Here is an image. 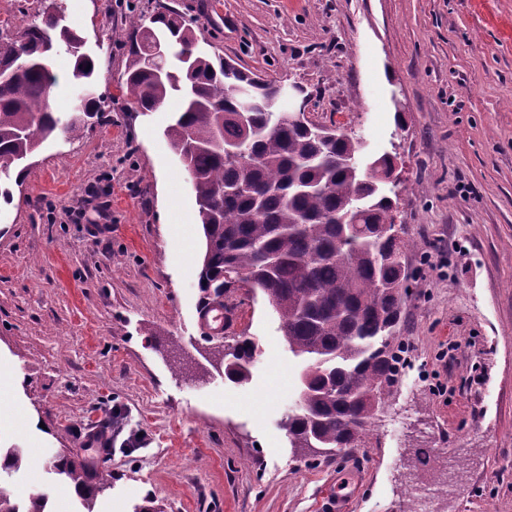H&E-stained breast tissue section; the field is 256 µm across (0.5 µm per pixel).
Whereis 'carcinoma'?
<instances>
[{"mask_svg": "<svg viewBox=\"0 0 512 512\" xmlns=\"http://www.w3.org/2000/svg\"><path fill=\"white\" fill-rule=\"evenodd\" d=\"M62 15L43 9L41 21L14 35L0 33V158L31 157L61 132L79 136L102 118L101 106L83 93L79 113L62 126L47 105L58 76L50 60L60 51L74 59L72 77L90 78L92 59L82 36L61 24ZM200 33L175 8L154 12L129 36L125 96L143 112L159 109L177 92L183 107L166 135L195 174L204 248L198 275L203 304L224 302L244 272L279 317V331L294 357L304 363L299 403L284 428L295 455H339L361 446L382 395L399 375L403 345L396 343L404 299V270L413 248L404 225L394 233L401 184L386 185L362 160L363 144L350 132L325 138L310 125L274 127V115L256 109L240 121L238 88L257 99L274 95L275 82H254L252 74L198 48ZM166 40L188 59H166L146 69V48ZM241 144L253 156L245 167L225 155ZM256 352L250 340L224 353V376L249 379ZM23 448H10L0 473L20 472ZM46 471L78 489L85 512L112 483L105 470L51 456ZM48 497L37 491L17 502L0 483V512H47Z\"/></svg>", "mask_w": 512, "mask_h": 512, "instance_id": "obj_1", "label": "carcinoma"}]
</instances>
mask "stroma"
I'll return each mask as SVG.
<instances>
[{"label":"stroma","mask_w":512,"mask_h":512,"mask_svg":"<svg viewBox=\"0 0 512 512\" xmlns=\"http://www.w3.org/2000/svg\"><path fill=\"white\" fill-rule=\"evenodd\" d=\"M192 19L199 47L296 83L310 120L354 131L364 154L401 156L396 220L418 246L403 304L407 365L363 447L305 464L281 422L301 365L262 295L236 292L224 331L201 327L202 228L165 131L180 107L122 98L131 24L160 4ZM95 62L104 118L56 134L0 186V366L12 404L41 425L0 427V448L89 459L119 419L94 512H512V0H54ZM55 112L80 88L54 58ZM404 126H397V116ZM257 346L250 378L221 352ZM430 462L413 463L419 449ZM18 500L81 505L46 470L13 475ZM255 352V343L247 339L238 342L230 351L225 352V378L236 384L246 383L249 379V366Z\"/></svg>","instance_id":"1"}]
</instances>
